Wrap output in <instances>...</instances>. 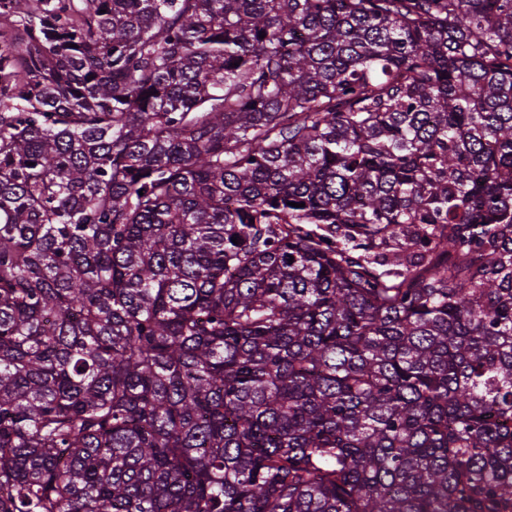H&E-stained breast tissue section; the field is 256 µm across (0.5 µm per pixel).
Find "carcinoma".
<instances>
[{
	"label": "carcinoma",
	"mask_w": 512,
	"mask_h": 512,
	"mask_svg": "<svg viewBox=\"0 0 512 512\" xmlns=\"http://www.w3.org/2000/svg\"><path fill=\"white\" fill-rule=\"evenodd\" d=\"M0 512H512V0H0Z\"/></svg>",
	"instance_id": "obj_1"
}]
</instances>
